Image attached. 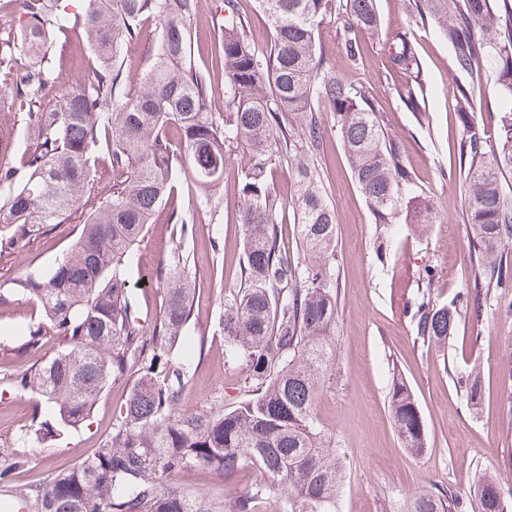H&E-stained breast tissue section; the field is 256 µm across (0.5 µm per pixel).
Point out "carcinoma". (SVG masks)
<instances>
[{
    "label": "carcinoma",
    "instance_id": "obj_1",
    "mask_svg": "<svg viewBox=\"0 0 512 512\" xmlns=\"http://www.w3.org/2000/svg\"><path fill=\"white\" fill-rule=\"evenodd\" d=\"M375 2L257 0L274 37L263 49L249 39L238 0H222L214 58L224 70L225 109L217 114L208 110L215 86L194 57L198 0H86L78 24L95 58L93 74L60 93L52 48L70 31L62 0H21L4 15L0 68L12 71V79L0 87V103L26 116L30 145L16 162H0V253L49 235L56 224H82L49 276L31 272L12 291L0 292V308L12 306L17 295L41 307V320L28 328L17 353L40 348L47 336L60 345L54 357L10 379L48 405L22 439L82 424L110 383L136 375L111 432L90 456L20 490L0 472V488L27 512H258L262 501L276 497L283 512H338L344 472L313 416L336 362L338 316L335 214L317 167L305 158L323 140L318 106L335 117L375 223H394L402 207L413 211L415 224L435 218L429 196L405 166L403 142L388 133L368 88L340 78L317 56L315 30L334 13L343 19L346 55L358 57V34L378 31ZM411 8L436 22L453 50L459 80L450 101L462 129L466 166L459 176L475 257L472 288L437 305L429 294L435 273L427 268L426 290L406 304L417 338L440 346L480 289L512 288V263L503 256L512 244V194L501 182L512 172V0H413ZM147 20L159 27L158 44L150 67L135 78L123 51ZM388 56L395 71L412 79L403 87V105L422 114L424 90L410 37L397 34ZM133 78L140 88L128 98L123 90ZM489 81L499 99L492 128L473 115ZM231 144L257 157L239 188L241 287L224 295V342L245 362L248 397L227 410L178 414L191 364L176 351L193 318L196 283L178 246L166 264L152 265L145 227L182 181L202 193L222 185L224 148ZM282 157L296 169L293 250L281 243L283 202L265 178L269 163ZM101 164L119 181L97 198L91 191ZM190 220L169 206L168 222L181 225L185 237L194 231ZM132 267L160 279L161 307L149 322L129 288ZM457 384L478 408V374L460 376ZM388 404L403 447L427 451L415 395L399 376ZM245 464L264 480L219 511L167 483L170 474L196 467L228 478ZM499 495V480L484 475L469 503L439 490L412 496L406 512H508Z\"/></svg>",
    "mask_w": 512,
    "mask_h": 512
}]
</instances>
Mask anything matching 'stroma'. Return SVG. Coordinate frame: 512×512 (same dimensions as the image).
<instances>
[{"label": "stroma", "mask_w": 512, "mask_h": 512, "mask_svg": "<svg viewBox=\"0 0 512 512\" xmlns=\"http://www.w3.org/2000/svg\"><path fill=\"white\" fill-rule=\"evenodd\" d=\"M221 0H205L195 17L194 54L216 92L212 112L224 109V78L213 70L210 51L215 35L212 18ZM381 19L377 35L361 40L358 59L346 56L342 22L326 17L316 32L317 51L337 76L365 84L383 112L389 134L405 146V163L416 183L430 196L436 219L420 229L399 217L386 235L384 256H377L379 227L358 188L331 112L320 110L323 148L317 156L328 202L336 214V292L338 316L336 363L319 390L314 413L323 433L332 438L346 475L339 512H403L410 496L452 487L467 491L478 474L500 478L512 505V288L480 299L461 314L456 331L444 347H426L403 307L417 294L418 277L426 268L437 276L431 287L435 303H448L468 282L469 226L465 191L456 177L461 164V127L450 102L455 76L453 51L438 27L424 25L404 0H376ZM412 31L421 62L428 120L418 123L398 95V80L387 59V43L397 33ZM86 43L79 31L60 38L54 52L58 86L91 75ZM252 163L246 148L226 149L224 184L211 199L201 198L192 183H182L174 203L193 217L196 232L180 239L175 224L149 225L146 235L163 249L182 247L196 279L195 321L182 340L181 352L192 363L193 376L183 394L180 411L223 409L246 397L245 369L224 345V295L239 288V250L244 228L238 222L242 172ZM273 194L286 199L279 214L283 237L294 245L296 211L293 171L286 162L267 170ZM76 223L56 225L49 238L32 239L15 254L0 258V291H10L30 272L49 274L56 259L78 240ZM40 312L27 297L0 312V447H26L31 463L14 475L17 484L42 483L57 470L91 454L105 440L112 419L128 397L132 383L112 382L99 398L90 418L65 429L46 443L23 444L20 435L33 415L45 406L37 394L14 389L9 374L24 372L28 359L16 358L31 320ZM477 371L483 390L481 409H472L456 384L457 372ZM411 387L428 439L425 454L415 456L402 446L388 410L393 374ZM261 479L252 467L230 479L214 477L204 468L172 475L170 484L210 499L230 500Z\"/></svg>", "instance_id": "1"}]
</instances>
